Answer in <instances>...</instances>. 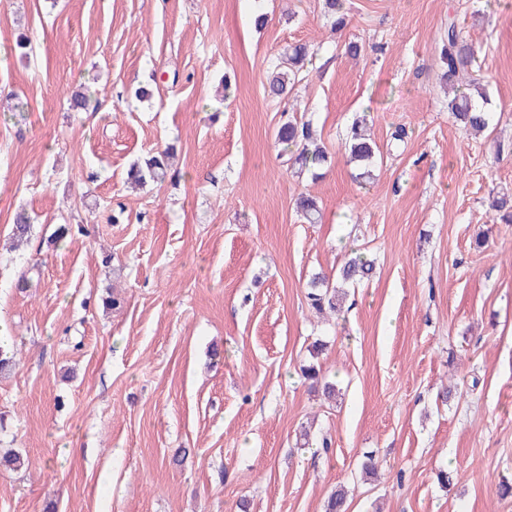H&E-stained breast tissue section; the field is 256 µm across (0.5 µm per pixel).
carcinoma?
<instances>
[{"instance_id":"carcinoma-1","label":"carcinoma","mask_w":512,"mask_h":512,"mask_svg":"<svg viewBox=\"0 0 512 512\" xmlns=\"http://www.w3.org/2000/svg\"><path fill=\"white\" fill-rule=\"evenodd\" d=\"M324 15L333 20L334 26L340 28L346 23L344 0H324ZM438 60L444 70V76L458 84V93L448 102V112L454 122L463 130H485L490 124V111L487 110L489 97L484 85L476 82L472 75L476 51L461 36L453 18H448V25L437 43ZM313 56L309 45L297 43L286 48L280 61L274 66L268 78L269 93L286 96L296 79L305 70L308 58ZM92 98L87 88L76 90L70 95L71 108L77 112L88 110ZM366 115L355 117L348 128L344 149L349 161L358 169L356 179L369 181L374 178V168L380 149L366 135ZM276 143L281 146V156L286 158L290 168L301 175L305 172L317 179L320 170L331 164V154L321 140L320 135L309 121L295 116L287 117L275 132ZM170 148L159 149L141 164H134L128 171V180L138 185L152 181L165 182L170 172ZM494 210L500 213V219L512 223V196L504 193L496 198ZM296 213L307 224H316L321 218V209L310 195L301 194L295 200ZM31 224L27 216H16L12 227V236L21 241L30 237ZM374 261L363 253L354 256L340 268L336 279L332 280L322 273L314 274L307 283L309 308L317 315L333 319L341 315L347 299L346 286L354 284L371 274ZM325 350V344L315 341L310 348L313 362L302 367L305 379L312 386L321 389L325 399L336 397V382L331 380L314 363V359ZM347 489L339 484L331 492L326 502V512H347Z\"/></svg>"}]
</instances>
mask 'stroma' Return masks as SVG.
<instances>
[{"instance_id": "stroma-1", "label": "stroma", "mask_w": 512, "mask_h": 512, "mask_svg": "<svg viewBox=\"0 0 512 512\" xmlns=\"http://www.w3.org/2000/svg\"><path fill=\"white\" fill-rule=\"evenodd\" d=\"M346 7L335 32L322 0H0V334L17 360L0 450L25 460L0 472V512H324L339 484L348 512H512V224L488 207L512 190L495 154L512 145V0ZM451 17L490 92L477 138L441 87ZM297 42L315 54L284 103L267 73ZM81 84L96 109L70 110ZM287 106L335 157L318 180L279 156ZM361 112L382 153L364 185L342 147ZM169 143L171 178L129 188V165ZM302 193L321 223L297 217ZM20 211L34 227L15 250ZM59 224L84 231L47 247ZM354 248L373 277L316 317L309 278ZM317 339L331 403L300 373Z\"/></svg>"}]
</instances>
